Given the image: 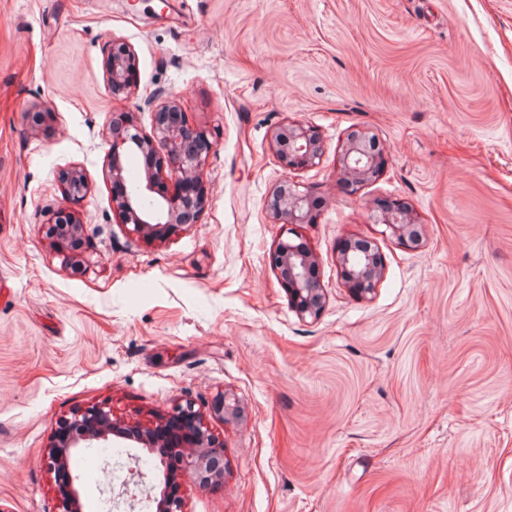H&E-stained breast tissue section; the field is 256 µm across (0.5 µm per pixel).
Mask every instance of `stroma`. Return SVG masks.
<instances>
[{"instance_id":"1","label":"stroma","mask_w":512,"mask_h":512,"mask_svg":"<svg viewBox=\"0 0 512 512\" xmlns=\"http://www.w3.org/2000/svg\"><path fill=\"white\" fill-rule=\"evenodd\" d=\"M135 56L113 95L112 41ZM175 98L213 148L207 202L167 240L112 208L106 128ZM316 128L319 164L270 147ZM369 131L386 158L350 191L338 155ZM80 166L85 267L45 235ZM290 181L319 200L296 241L327 295L301 317L271 262L266 208ZM399 199L409 249L375 223ZM366 241L385 274L355 297L336 263ZM237 396L244 415L212 410ZM150 427L191 405L224 479L182 481L184 512H512V0H0V507L59 512L44 459L93 405ZM83 512L109 479L74 457ZM273 147L287 170L314 166L323 152L319 133L313 127L299 123H285L279 127L273 135Z\"/></svg>"}]
</instances>
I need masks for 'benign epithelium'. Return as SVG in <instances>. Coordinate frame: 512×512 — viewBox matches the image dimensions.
<instances>
[{
  "instance_id": "1",
  "label": "benign epithelium",
  "mask_w": 512,
  "mask_h": 512,
  "mask_svg": "<svg viewBox=\"0 0 512 512\" xmlns=\"http://www.w3.org/2000/svg\"><path fill=\"white\" fill-rule=\"evenodd\" d=\"M134 55L129 47L114 43L105 58V72L112 94H127L131 89ZM111 154L108 176L114 181L125 179V164L129 154L151 152L159 155L153 169L145 171L139 181L140 190L147 195L158 196L155 213L142 211L138 198L124 191L113 200L114 209L130 232L148 242L164 239L179 228L196 222L204 209L207 196L199 181L205 159L212 143L204 130L189 131L181 120V113L170 100L161 103L156 110L152 134H141L130 117L120 116L111 121L108 131ZM371 136L366 131H355L349 135L337 164L343 182L358 188L381 170L382 161L370 146ZM273 147L285 169H297L316 165L321 159L322 146L319 133L311 126L286 123L273 135ZM174 180L176 191L171 194L158 189L161 174ZM88 185L81 169L71 168L61 177V193L68 206L57 210L51 222L46 224V237L62 250H73L70 243L81 242L83 224L79 214L72 209L86 196ZM273 223L284 226L303 224L308 215V198L285 180L277 185L268 204ZM405 247L416 249L423 242V225L415 221L411 212L397 201L388 203L376 218ZM351 250L344 247L337 256L338 265L358 295L374 293L383 278L384 268L379 257L364 252L357 264L351 263ZM273 266L279 271L284 286L296 311L302 315L318 316L326 303L324 289L312 275L311 269L318 263L310 250L279 238L272 253ZM217 411L223 415L239 418L243 406L235 397L223 396L217 403ZM177 417L188 420L180 429L169 430L161 421L153 428L124 424L113 418L112 411L104 407H93L65 421V435H58L47 451L48 467L66 469L75 451L91 448L94 444L108 442L116 437L142 445L160 448V463L164 480L183 479L206 486L224 476V444L216 441L192 410L191 406L177 408Z\"/></svg>"
}]
</instances>
